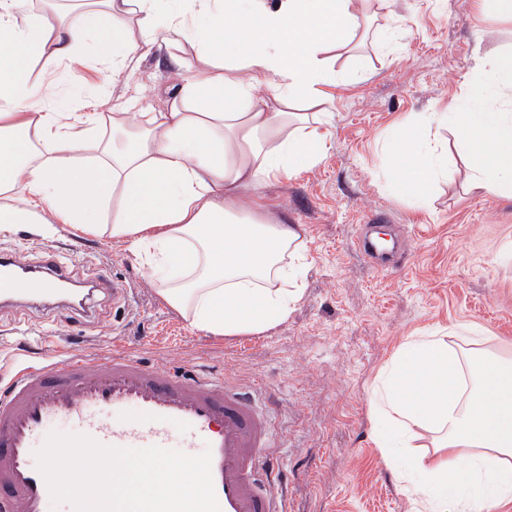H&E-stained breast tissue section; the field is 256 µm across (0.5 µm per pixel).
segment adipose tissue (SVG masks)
Wrapping results in <instances>:
<instances>
[{
	"instance_id": "obj_1",
	"label": "adipose tissue",
	"mask_w": 512,
	"mask_h": 512,
	"mask_svg": "<svg viewBox=\"0 0 512 512\" xmlns=\"http://www.w3.org/2000/svg\"><path fill=\"white\" fill-rule=\"evenodd\" d=\"M361 12V0H101L68 20L0 0V226L111 224L192 328L275 327L301 296L304 228L269 223L248 194L323 160L330 53L350 43ZM161 38L203 51L165 110L41 107L57 75L32 79L36 60L89 54L116 83ZM477 333L461 325L405 343L376 387L385 452L410 447L412 427L433 434V457L405 460L417 512L512 502V359L470 373L460 347Z\"/></svg>"
}]
</instances>
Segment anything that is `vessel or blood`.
I'll return each mask as SVG.
<instances>
[{
  "label": "vessel or blood",
  "mask_w": 512,
  "mask_h": 512,
  "mask_svg": "<svg viewBox=\"0 0 512 512\" xmlns=\"http://www.w3.org/2000/svg\"><path fill=\"white\" fill-rule=\"evenodd\" d=\"M70 280L55 252H43L34 266L19 254H0V298H26L44 282ZM56 420L109 446L176 447L191 455L209 448L220 512H288L279 491L283 472L272 460L277 433L269 399L210 370L146 364L119 342L104 358L64 351L19 363L0 386V512H48L50 494L33 452Z\"/></svg>",
  "instance_id": "obj_1"
}]
</instances>
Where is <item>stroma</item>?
<instances>
[{
    "mask_svg": "<svg viewBox=\"0 0 512 512\" xmlns=\"http://www.w3.org/2000/svg\"><path fill=\"white\" fill-rule=\"evenodd\" d=\"M363 12L350 49L336 51L326 157L258 191L268 220L305 227L303 293L288 319L259 335L198 331L109 230L57 224L38 234L19 224L0 231V250L33 262L55 251L80 278L106 271L127 294L95 293L84 313L0 303V377L14 361L54 353L58 341L102 356L122 336L147 363L206 364L276 395V461L288 478V512H414L395 462L378 446L373 390L414 336L469 323L480 331V348L512 349V200L469 190L456 132L434 122L425 138L447 149L448 170L429 204L415 207L390 186L386 140L413 118L465 103L479 57L512 50V21L482 16L477 0H365ZM386 26L395 29L387 44L379 35ZM200 65L197 46H163L125 82L104 86L97 61L64 60L53 65L58 82L44 103L54 108L72 89L94 86L97 97L78 100L74 111L127 102L156 112L166 88ZM370 219L380 233L395 224L410 230L407 256L393 272L376 273L354 249Z\"/></svg>",
    "mask_w": 512,
    "mask_h": 512,
    "instance_id": "35a3bbf8",
    "label": "stroma"
}]
</instances>
